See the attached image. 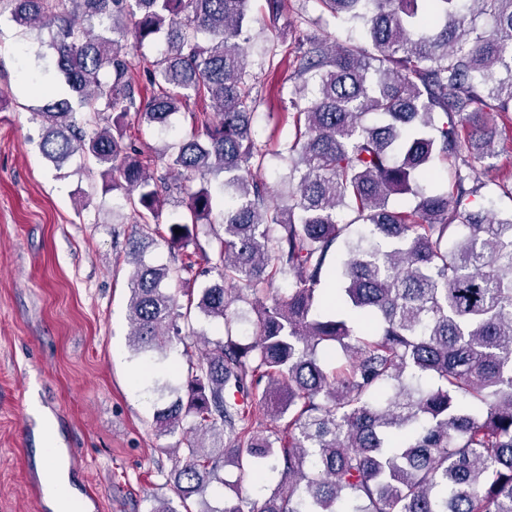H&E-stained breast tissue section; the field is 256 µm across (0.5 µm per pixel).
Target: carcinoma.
Segmentation results:
<instances>
[{"mask_svg": "<svg viewBox=\"0 0 512 512\" xmlns=\"http://www.w3.org/2000/svg\"><path fill=\"white\" fill-rule=\"evenodd\" d=\"M250 2L0 0L21 27L56 25L64 97L34 112L43 156L58 169L93 160L140 220L134 353L151 360L200 335L179 325L173 284L224 326L189 363L184 395L154 412L160 432L183 431L174 494L186 512L192 498L197 512H512V210L495 208L512 201V178L476 176L496 144L512 152L511 135L495 140L512 121V0H315L320 15L267 42L268 59L282 47L299 58L294 134L275 154L288 161L285 205L256 176L268 152L254 130ZM327 15L352 23L345 42L309 31ZM141 73L152 95L138 106ZM200 97L217 111H189ZM182 110L191 135L172 150L126 142L129 112L154 130ZM435 162L449 167L439 183ZM214 184L215 281L196 289L187 247ZM394 194L414 206L389 205ZM172 198L186 214L162 239L181 259L153 265L146 240ZM229 459L234 495L202 499L226 485ZM269 472L277 484L244 510V478Z\"/></svg>", "mask_w": 512, "mask_h": 512, "instance_id": "carcinoma-1", "label": "carcinoma"}]
</instances>
